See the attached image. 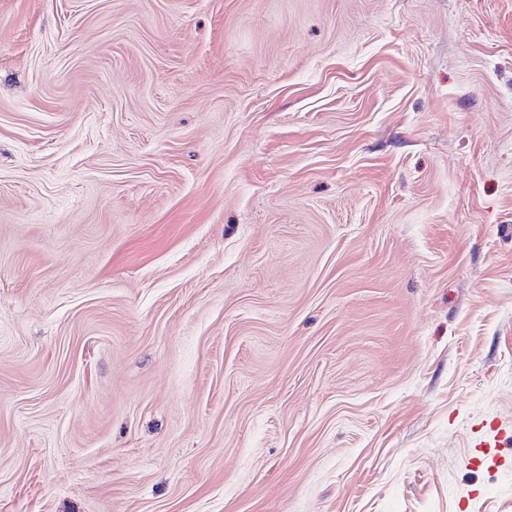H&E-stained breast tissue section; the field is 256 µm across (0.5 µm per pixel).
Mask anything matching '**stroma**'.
I'll return each mask as SVG.
<instances>
[{
	"label": "stroma",
	"mask_w": 512,
	"mask_h": 512,
	"mask_svg": "<svg viewBox=\"0 0 512 512\" xmlns=\"http://www.w3.org/2000/svg\"><path fill=\"white\" fill-rule=\"evenodd\" d=\"M0 512H512V0H0Z\"/></svg>",
	"instance_id": "1"
}]
</instances>
